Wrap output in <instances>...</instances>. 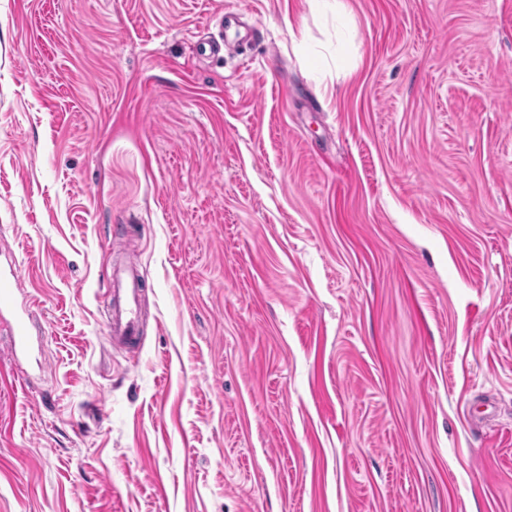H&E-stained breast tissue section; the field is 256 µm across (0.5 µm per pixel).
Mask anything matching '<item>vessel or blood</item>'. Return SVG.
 Here are the masks:
<instances>
[{
	"label": "vessel or blood",
	"instance_id": "vessel-or-blood-1",
	"mask_svg": "<svg viewBox=\"0 0 512 512\" xmlns=\"http://www.w3.org/2000/svg\"><path fill=\"white\" fill-rule=\"evenodd\" d=\"M107 281L112 293L119 297V302L114 306L108 323V342L113 347L135 345L139 340L141 316L139 306L141 271L138 266L132 264L118 267L108 272ZM20 288L19 271L14 270L7 275L0 273V314L13 313V346L23 351L30 344L34 323L27 312L17 309Z\"/></svg>",
	"mask_w": 512,
	"mask_h": 512
}]
</instances>
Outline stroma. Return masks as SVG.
Listing matches in <instances>:
<instances>
[{"label":"stroma","mask_w":512,"mask_h":512,"mask_svg":"<svg viewBox=\"0 0 512 512\" xmlns=\"http://www.w3.org/2000/svg\"><path fill=\"white\" fill-rule=\"evenodd\" d=\"M11 265L0 512H512V0H0ZM108 288L120 300L114 305L108 323V342L111 347L132 346L139 340L142 274L138 266L125 265L107 273ZM20 288H22L20 271L11 270L9 275L0 273V314L1 316L4 312L13 314V346L15 350L23 351L29 347L35 324L26 311L17 310Z\"/></svg>","instance_id":"1"}]
</instances>
